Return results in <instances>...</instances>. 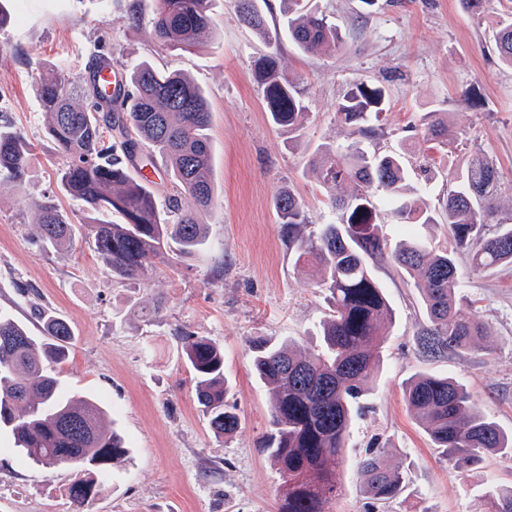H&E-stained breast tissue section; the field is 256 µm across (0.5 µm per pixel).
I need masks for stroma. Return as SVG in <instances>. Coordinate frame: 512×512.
Returning <instances> with one entry per match:
<instances>
[{
	"mask_svg": "<svg viewBox=\"0 0 512 512\" xmlns=\"http://www.w3.org/2000/svg\"><path fill=\"white\" fill-rule=\"evenodd\" d=\"M24 3L22 19L0 29V125L30 144L22 188L0 186V310L34 336L42 333L40 311L71 322L78 339L51 372L63 393H91L104 403L128 453L121 466L99 473L101 494L77 508L68 497L71 471L22 461L11 435L0 432V512H276L282 478L265 449L270 389L252 369L251 345L289 339L303 353L319 349L327 305L316 270L295 265L272 200L292 190L311 229L339 223L309 162L322 147L347 144L335 105L364 81L387 92L368 149L388 153L411 139L408 183L430 209L448 191L449 170L480 153L498 169V216L512 224V67L498 60L492 42L512 0H484L476 13L462 0H377L372 7L313 0L341 25L343 41L326 55L302 52L285 37L277 44L308 112L293 129L268 118L253 77L267 46L239 22L233 0H212L214 37L190 51L152 38L155 0ZM102 39L120 64L147 60L189 74L211 112L214 204L201 215L208 247L134 282L112 276L88 228H79L68 252L42 248L29 206L52 195L72 219L84 216L82 202L58 190L65 160L44 132L37 81L51 68L77 79ZM430 112L448 122L447 147L414 133ZM376 274L394 321L364 410L346 436L341 490L329 512H369L356 463L373 446L405 477L403 494L385 512H483L491 485L512 486V454L489 456L480 476L455 472L409 411L404 391L420 374L451 376L512 433V265L465 275L463 294L491 334L481 348L436 358L418 344L426 320L412 280L388 262ZM157 300L160 314L142 321L136 307ZM184 332L224 351L226 399L240 419L230 436L212 431L197 402Z\"/></svg>",
	"mask_w": 512,
	"mask_h": 512,
	"instance_id": "1",
	"label": "stroma"
}]
</instances>
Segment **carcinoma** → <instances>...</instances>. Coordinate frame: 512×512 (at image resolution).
<instances>
[{
    "label": "carcinoma",
    "mask_w": 512,
    "mask_h": 512,
    "mask_svg": "<svg viewBox=\"0 0 512 512\" xmlns=\"http://www.w3.org/2000/svg\"><path fill=\"white\" fill-rule=\"evenodd\" d=\"M286 2L288 37L299 49L331 52L342 43L336 22L309 9L307 0ZM236 8L240 21L261 40L279 39L258 0H236ZM150 27L152 37L169 48L200 45L215 27L210 0H157ZM494 50L512 66V16L499 22ZM113 56L112 49L98 46L88 72L112 68ZM254 74L270 121L299 127L306 106L277 54L258 58ZM122 82L123 90L112 93L95 77L71 81L52 70L40 80L37 95L46 132L66 158L58 173L60 190L94 215L93 248L112 275L138 281L168 261L170 251L194 257L205 244L199 213L211 207L215 189L212 144L205 134L211 113L202 89L182 72L160 71L141 61L123 73ZM383 103L381 88L352 84L335 108L352 142L322 150L310 161L317 183L334 194L340 223L322 224L307 235L308 216L295 194L282 189L274 199L296 266L317 268L316 285L326 292L329 307L320 351L302 355L290 342L254 346L253 371L272 389L267 451L284 483L277 512H328L338 495L346 432L378 372L383 328L394 317L374 275L376 264L390 260L413 281L426 317L418 332L421 346L436 357L475 347L490 334L461 295L459 256L467 255L472 273L512 263V225L488 231L501 191L496 166L478 154L465 170L448 172V191L435 219L405 184L404 149L380 155L361 146L362 139L376 134L371 122L379 120ZM424 136L440 141L448 137V124L439 118L427 122ZM29 152L20 133L0 126L1 184L21 186ZM142 152L151 165L154 156L161 158L174 187L193 207L183 208L174 198L167 209L159 208L150 183L130 172ZM375 187L394 202L395 223L407 228L440 221L448 225L451 244L439 248L409 236L389 248L371 203ZM31 207L39 239L55 250L67 248L75 225L55 199L45 196ZM112 212L124 222L106 220ZM40 318L43 334L33 336L21 322L0 315V429L11 431L17 449L32 462L76 471L68 495L80 507L101 491L94 472L121 463L127 450L106 427L102 402L60 393L48 366L66 361L75 333L60 317L42 312ZM183 340L203 414L216 433H233L239 417L225 400L224 351L204 337L186 333ZM405 400L434 447L461 473H477L487 456L512 448V435L503 433L448 376L414 377ZM383 453L373 448L357 463L362 491L378 508L404 490L403 474L384 465ZM486 512H512V488H495Z\"/></svg>",
    "instance_id": "cac0c4a2"
}]
</instances>
